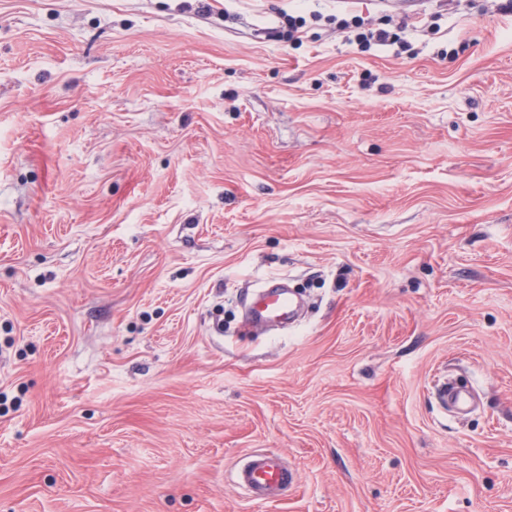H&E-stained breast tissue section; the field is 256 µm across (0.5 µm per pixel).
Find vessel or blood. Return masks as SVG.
<instances>
[{
    "mask_svg": "<svg viewBox=\"0 0 512 512\" xmlns=\"http://www.w3.org/2000/svg\"><path fill=\"white\" fill-rule=\"evenodd\" d=\"M299 303L286 288L271 286L255 295L248 306V317L255 324L293 323ZM433 395L440 408L464 409L466 396L447 384H437ZM234 485L249 499L264 501L278 498L295 483L293 469L274 450L258 449L239 461L232 471Z\"/></svg>",
    "mask_w": 512,
    "mask_h": 512,
    "instance_id": "1",
    "label": "vessel or blood"
}]
</instances>
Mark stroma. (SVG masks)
<instances>
[{
  "instance_id": "stroma-1",
  "label": "stroma",
  "mask_w": 512,
  "mask_h": 512,
  "mask_svg": "<svg viewBox=\"0 0 512 512\" xmlns=\"http://www.w3.org/2000/svg\"><path fill=\"white\" fill-rule=\"evenodd\" d=\"M506 2L0 0V512H512ZM299 303L280 286L265 287L255 295L248 306V317L254 324L275 323L287 325L294 322ZM433 395L445 417L448 416V405L459 410L467 406L466 396L457 388H448L447 383L437 384ZM232 482L252 501H264L287 493L295 475L277 451L258 449L234 466Z\"/></svg>"
}]
</instances>
